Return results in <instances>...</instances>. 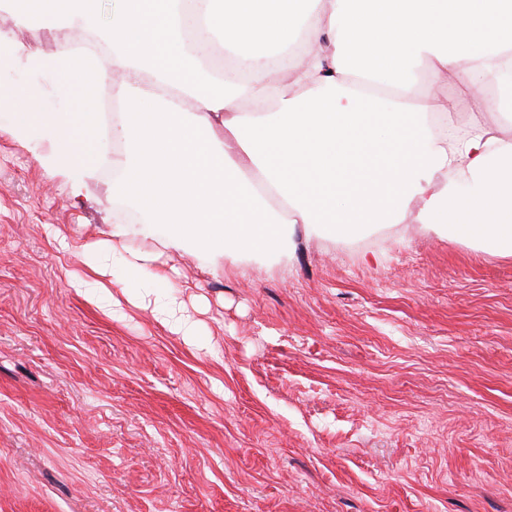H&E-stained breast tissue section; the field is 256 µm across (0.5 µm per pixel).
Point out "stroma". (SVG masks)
I'll return each mask as SVG.
<instances>
[{"mask_svg":"<svg viewBox=\"0 0 512 512\" xmlns=\"http://www.w3.org/2000/svg\"><path fill=\"white\" fill-rule=\"evenodd\" d=\"M48 110L81 97L14 66ZM120 214L0 137V512H512V256L411 219L224 274L171 254L200 345L72 288Z\"/></svg>","mask_w":512,"mask_h":512,"instance_id":"obj_1","label":"stroma"}]
</instances>
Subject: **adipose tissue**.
Here are the masks:
<instances>
[{
	"label": "adipose tissue",
	"instance_id": "obj_1",
	"mask_svg": "<svg viewBox=\"0 0 512 512\" xmlns=\"http://www.w3.org/2000/svg\"><path fill=\"white\" fill-rule=\"evenodd\" d=\"M10 2L19 22L37 17L69 40L99 20V0ZM284 8L298 53L246 59L240 79L213 67V48L268 40ZM105 38L123 111L44 112L8 84L4 132L37 146L75 196L111 162L113 193L164 228L162 250L121 245L131 226L77 247L89 271L121 273L170 335L193 340L196 322L159 265L164 252L195 251L220 274L244 252L279 259L292 224L347 239L410 213L512 256V141L476 113L449 143L439 128L454 100L420 94L414 80L425 61L433 86L450 76L479 95L498 83L486 109L512 124V0H117ZM21 60L80 92L102 72L92 56L0 35V63ZM105 134L112 158L85 159L81 136Z\"/></svg>",
	"mask_w": 512,
	"mask_h": 512
}]
</instances>
